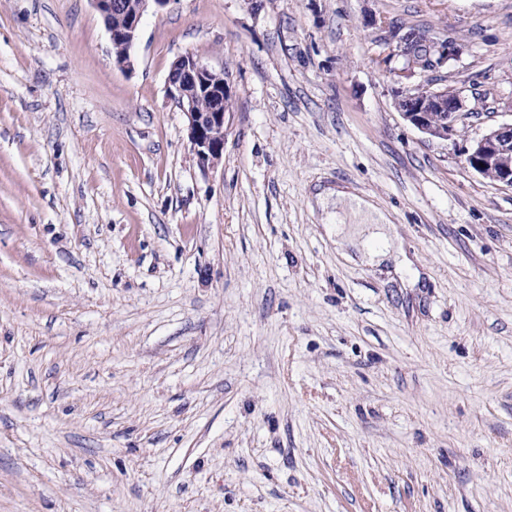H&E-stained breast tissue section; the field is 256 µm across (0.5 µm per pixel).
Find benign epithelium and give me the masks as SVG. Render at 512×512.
Instances as JSON below:
<instances>
[{
  "label": "benign epithelium",
  "instance_id": "obj_1",
  "mask_svg": "<svg viewBox=\"0 0 512 512\" xmlns=\"http://www.w3.org/2000/svg\"><path fill=\"white\" fill-rule=\"evenodd\" d=\"M103 18L112 44L120 48L115 64L123 70L133 66V49L144 13L151 7L160 9L171 0H91ZM380 41L389 51L378 63L389 70L397 84L395 96L405 121L430 138L449 140L466 109L464 91L454 87L431 90L424 86V72L413 65L392 66L395 59H408L420 49L427 50L438 72L457 58L462 47L446 39L427 40L417 31L390 29ZM167 91L187 119L189 142L202 170L217 166L223 159L228 121L224 96L229 94L224 70L203 63L192 54L180 56L171 66ZM207 96L212 107L202 111L198 101ZM464 164L484 178L512 188V122L490 128L464 150Z\"/></svg>",
  "mask_w": 512,
  "mask_h": 512
}]
</instances>
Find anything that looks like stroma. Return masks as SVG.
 I'll return each mask as SVG.
<instances>
[{"label": "stroma", "mask_w": 512, "mask_h": 512, "mask_svg": "<svg viewBox=\"0 0 512 512\" xmlns=\"http://www.w3.org/2000/svg\"><path fill=\"white\" fill-rule=\"evenodd\" d=\"M463 52L406 122L369 18ZM223 70L224 156L166 88ZM0 0V512H512V0ZM345 188L420 274L363 261ZM96 11L103 18L110 33L112 44L118 46L120 53L115 55V64L123 70L133 66V49L144 13L154 7H165L171 0H91ZM463 155L466 167L484 178L512 188V122L490 128L473 140Z\"/></svg>", "instance_id": "1"}]
</instances>
